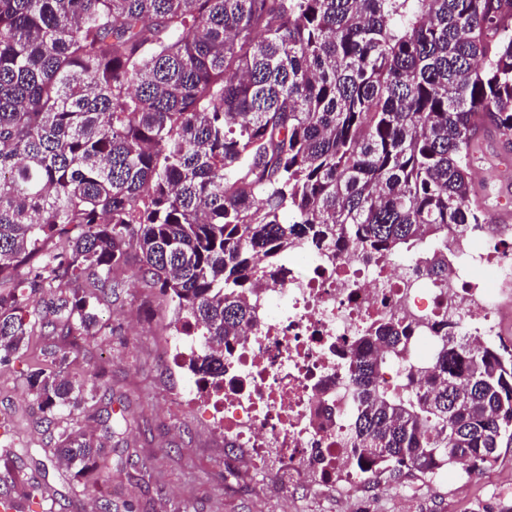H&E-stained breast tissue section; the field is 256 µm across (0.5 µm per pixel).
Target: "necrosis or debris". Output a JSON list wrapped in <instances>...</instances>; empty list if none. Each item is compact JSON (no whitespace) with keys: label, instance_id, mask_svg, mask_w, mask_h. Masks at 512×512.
Returning <instances> with one entry per match:
<instances>
[{"label":"necrosis or debris","instance_id":"4bbe7bcc","mask_svg":"<svg viewBox=\"0 0 512 512\" xmlns=\"http://www.w3.org/2000/svg\"><path fill=\"white\" fill-rule=\"evenodd\" d=\"M428 258L305 245L277 265L231 343L223 381L201 401L246 466L310 477L321 489L358 483L347 445L356 390L343 351L369 326L409 325L407 358L420 363L430 361L433 326L446 318L465 336L512 333L511 228L449 232L447 279L428 275Z\"/></svg>","mask_w":512,"mask_h":512}]
</instances>
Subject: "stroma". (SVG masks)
<instances>
[{
	"label": "stroma",
	"mask_w": 512,
	"mask_h": 512,
	"mask_svg": "<svg viewBox=\"0 0 512 512\" xmlns=\"http://www.w3.org/2000/svg\"><path fill=\"white\" fill-rule=\"evenodd\" d=\"M474 164L477 187H489L490 207L512 199V143L481 140ZM101 331L84 337L71 370L96 381L94 401L76 429L94 434L107 452L100 487L83 488L66 468L42 469L53 429L33 410L23 386L27 364L0 362V443L21 448L0 462V494L17 495L30 482L48 484L52 512H96L101 490L112 493V512H485L512 496V448L480 476L452 470L435 482L414 472L383 474L349 492L323 491L304 482L284 488L240 468V449L224 445L202 410L179 396L188 373L163 354L171 314L157 289L126 279L117 297L98 310ZM235 463V477H225Z\"/></svg>",
	"instance_id": "obj_1"
}]
</instances>
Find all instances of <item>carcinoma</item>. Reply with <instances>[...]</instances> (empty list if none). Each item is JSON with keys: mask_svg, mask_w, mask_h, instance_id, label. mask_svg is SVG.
<instances>
[{"mask_svg": "<svg viewBox=\"0 0 512 512\" xmlns=\"http://www.w3.org/2000/svg\"><path fill=\"white\" fill-rule=\"evenodd\" d=\"M512 136V0H0V358L29 337L88 336L95 304L133 274L174 326L240 335L271 271L301 244L431 252L448 227L491 223L473 201L479 134ZM87 282L99 295H37ZM440 324L432 381L402 362L407 329L350 364V444L367 480L490 469L512 447V349ZM25 378L83 487L107 468L74 429L95 382L65 346ZM199 389L224 350L188 359Z\"/></svg>", "mask_w": 512, "mask_h": 512, "instance_id": "cac0c4a2", "label": "carcinoma"}]
</instances>
